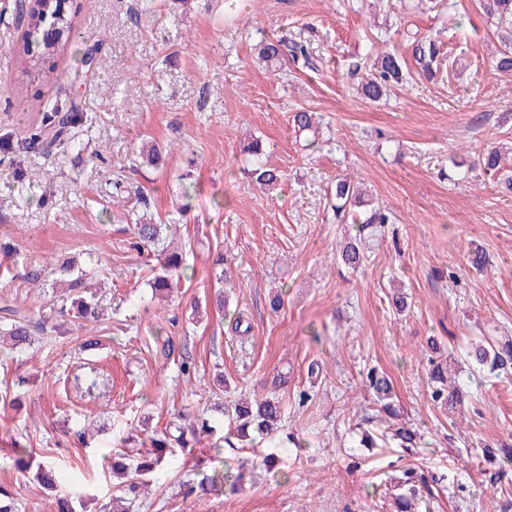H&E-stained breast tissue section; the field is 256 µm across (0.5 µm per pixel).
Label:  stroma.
Here are the masks:
<instances>
[{
	"mask_svg": "<svg viewBox=\"0 0 512 512\" xmlns=\"http://www.w3.org/2000/svg\"><path fill=\"white\" fill-rule=\"evenodd\" d=\"M15 2L0 0V136L72 103L86 115L64 146L0 150V264L17 266L14 277L0 275V301L24 306L35 340L22 352L0 346V396L12 401L0 408V485L18 512H50L52 494L11 469L14 441L52 461L64 487H85L99 512L113 495L108 457L121 438L187 411L216 417L217 404L262 393L277 375L288 378L286 427L304 443L277 451L284 478L261 466L272 451L263 440L222 454L246 462L241 490L186 495L194 463L210 459L201 444L167 457L134 512H393L394 479L408 465L472 489L440 496L434 512H504L512 471L490 482L499 465L482 450L512 447V384L465 355L485 336L512 340V191L479 165L487 145L512 144V74L494 67L496 28L478 0H457L453 14L422 13L410 0H238L230 14L224 0H70L73 34L50 58L60 75L51 83L17 62L27 29ZM295 24L316 30V51L331 62L323 75L254 56L261 35ZM416 32L440 34L455 75L363 100L351 66L384 47L407 52ZM101 35L104 47L84 67ZM301 111L320 115L317 133L295 132ZM255 138L284 172L271 194L245 173L243 148ZM154 143L157 167L141 156ZM32 169L39 184L26 177ZM346 175L393 215L367 230L356 270L338 258L351 227L326 202ZM145 212L177 221L190 244L195 275L167 300L152 297V272L131 246L129 216ZM477 249L480 268L468 261ZM221 251L235 257L225 290L213 275ZM93 260L109 272L96 291L105 321L98 348L84 352L85 329L24 274ZM219 290L222 310L211 303ZM398 293L401 313L391 306ZM236 311L248 334L233 331ZM160 334L191 355L193 375L156 358ZM444 359L462 392L452 409L430 397V363ZM372 368L391 378L397 410L422 435L416 452L357 447L363 415L372 429L386 425L365 385ZM303 391L309 401H299Z\"/></svg>",
	"mask_w": 512,
	"mask_h": 512,
	"instance_id": "stroma-1",
	"label": "stroma"
}]
</instances>
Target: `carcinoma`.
<instances>
[{
    "instance_id": "1",
    "label": "carcinoma",
    "mask_w": 512,
    "mask_h": 512,
    "mask_svg": "<svg viewBox=\"0 0 512 512\" xmlns=\"http://www.w3.org/2000/svg\"><path fill=\"white\" fill-rule=\"evenodd\" d=\"M480 7L483 13L493 20L498 30L499 45L494 55V67L503 73L512 72V0H481ZM18 20L26 25L32 33H37L47 27L54 34L52 39H44V52L34 56L23 52L18 62L24 71L35 73L46 81L58 79L52 68L44 67L45 61L51 56L58 44L69 37L72 30L71 18L66 11L64 0H37V5L28 8L20 3L17 5ZM411 49L416 63L418 75L430 80L444 73L446 69V56L441 40L431 35L413 36ZM255 51L258 59L268 66H277L289 61L298 68L314 71L317 64L307 40L297 33L290 37L267 35L256 45ZM362 70L358 80V89L363 98L369 102L380 101L388 89L403 82L406 74L403 71L402 60L394 49L379 52L373 63ZM83 119V113L72 107L66 111L59 108L44 113L41 122L29 126L25 131L24 139L17 142L21 150H34L44 144H53L63 139L71 125ZM248 153L256 158L247 169L248 177L259 187L275 190L283 179V172L279 168L259 159L262 147L255 141L248 145ZM480 165L485 174L499 177L504 184H512V168L497 146H489L482 154ZM334 202L331 208L336 216H348L351 223L359 226L363 231L374 224H388L391 222L390 212L380 207H371L363 213L358 208L365 203V192L361 183L354 182L345 177L337 179L333 194ZM176 230L169 224H157L147 219L134 224L135 247L137 251L146 249L153 252L159 272L156 273L150 286L152 291L165 292L173 288L174 279H178L187 270L183 252H179L171 245V236ZM341 261L350 268L360 267L364 260L362 238L349 239L340 252ZM98 273L97 265L91 264L80 268L73 263L64 262L57 268L47 270L43 267L33 269L24 275L26 281L36 284L43 279L52 278L51 287L64 283L69 291L70 307L73 318L81 321V325L88 327L100 320L101 309L95 296L84 297L79 293L86 281ZM8 339L13 348L31 346V326L23 311L7 302L0 305V340ZM472 357L480 365L489 366L490 370L498 371L504 375L512 373V343L495 347L493 344L479 345L470 351ZM430 378L435 383L431 388V399L434 402L451 405L459 397V390H448V364L433 362ZM274 387L259 399H240L234 405V413H225L228 425L224 435H217L215 422L207 417H193L189 414L183 418V423L163 430H156L148 437V441L141 442L144 452L132 459L128 454L111 456L113 477L119 479L117 483L118 495L112 497V512H131L132 504L139 497L150 490L152 474L161 466L165 454L175 448H192L200 438L212 439L215 455L223 451V444H231L235 439L241 446L251 440L252 435L263 438H275L280 432V423L283 412V397L279 390L285 387L287 380L277 378L273 380ZM367 387L373 393V402L379 411L392 413L393 385L390 378L383 372L371 369L366 374ZM390 439L399 448L406 450L418 447V433L407 425L392 429ZM16 455L13 465L17 472L23 474L31 469L33 464L32 451L26 445L18 443L15 448ZM35 477L45 489L54 493L55 507L52 512H79L77 506L84 505V497L67 492L57 491L56 473L50 461L37 464ZM244 473L234 469L229 464L222 468H214L209 473L201 474V478L188 484V493L196 491L206 495L225 487L232 491L242 487ZM398 488L402 493L397 497L399 512H432L435 497L432 494L425 475L415 468L409 467L402 471Z\"/></svg>"
}]
</instances>
